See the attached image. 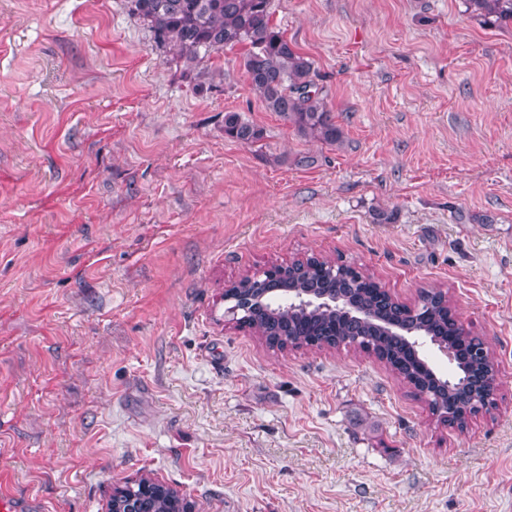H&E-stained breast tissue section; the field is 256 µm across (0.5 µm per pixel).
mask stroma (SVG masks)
<instances>
[{"instance_id": "obj_1", "label": "stroma", "mask_w": 512, "mask_h": 512, "mask_svg": "<svg viewBox=\"0 0 512 512\" xmlns=\"http://www.w3.org/2000/svg\"><path fill=\"white\" fill-rule=\"evenodd\" d=\"M273 11L342 145L265 111L239 51L195 92L126 0H0V495L106 512L149 476L192 512H512V24ZM228 110L264 141L225 138ZM312 254L409 306L447 290L495 410L444 427L365 352L225 320L230 281Z\"/></svg>"}]
</instances>
